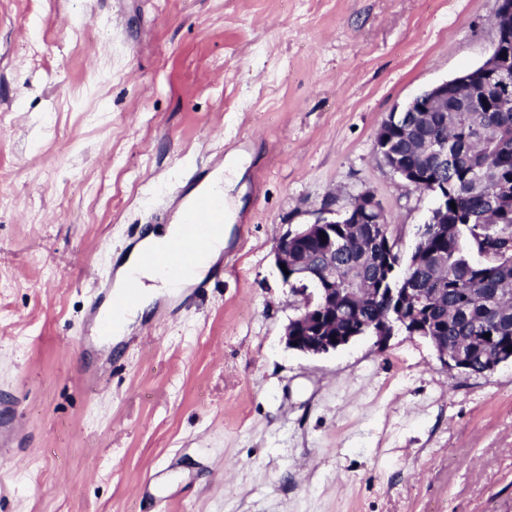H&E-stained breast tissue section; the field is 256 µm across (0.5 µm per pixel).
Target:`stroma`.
<instances>
[{
    "mask_svg": "<svg viewBox=\"0 0 512 512\" xmlns=\"http://www.w3.org/2000/svg\"><path fill=\"white\" fill-rule=\"evenodd\" d=\"M496 7L0 0V400L30 435L0 512H512V362L290 350L274 253L365 191L411 253L433 201L375 134L488 58ZM207 167L234 181L223 279L86 356L95 277Z\"/></svg>",
    "mask_w": 512,
    "mask_h": 512,
    "instance_id": "stroma-1",
    "label": "stroma"
}]
</instances>
